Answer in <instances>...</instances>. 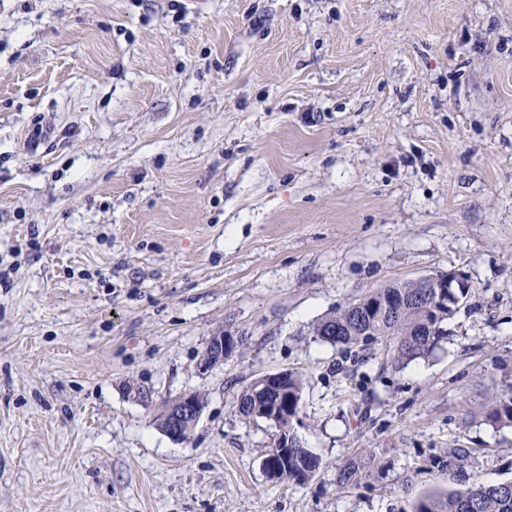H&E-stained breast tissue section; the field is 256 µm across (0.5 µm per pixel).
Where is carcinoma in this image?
I'll list each match as a JSON object with an SVG mask.
<instances>
[{
    "label": "carcinoma",
    "instance_id": "obj_1",
    "mask_svg": "<svg viewBox=\"0 0 512 512\" xmlns=\"http://www.w3.org/2000/svg\"><path fill=\"white\" fill-rule=\"evenodd\" d=\"M417 291L416 283L411 280L377 288L319 320L313 327V335L324 343L346 348L386 342L388 353L397 364L425 358L445 336V324L457 311L453 302L447 303L441 299L435 303L431 313L408 308L384 323L363 322L357 325L352 321L354 312L372 305L376 293L387 301L392 296L412 295ZM287 387L288 414L291 415L296 413L294 401L302 399V376L295 372L288 373ZM241 403V416L249 420H265L270 416V401L257 386L242 390ZM487 421L494 425L512 426L511 393L493 399ZM319 464V458L299 441L296 447L288 449V471L282 472L280 478L301 483L307 479V473L316 470ZM364 469V464L358 461L348 463L338 472L337 484L358 483ZM415 512H512V481L494 485L473 483L463 489L430 492L418 501Z\"/></svg>",
    "mask_w": 512,
    "mask_h": 512
}]
</instances>
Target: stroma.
Here are the masks:
<instances>
[{
  "mask_svg": "<svg viewBox=\"0 0 512 512\" xmlns=\"http://www.w3.org/2000/svg\"><path fill=\"white\" fill-rule=\"evenodd\" d=\"M434 273L469 294L430 357L313 337ZM283 369L300 484L236 411ZM509 392L512 0H0V512H412L512 481ZM239 340L235 336H224V333L212 336L202 354L199 356L196 368L199 374L207 375L214 369L223 366L236 349ZM206 404L200 401L196 392H185L174 399L165 400L157 405L156 417L163 423L161 429L175 441L190 437L200 421ZM486 418L494 425L512 426V394L495 397Z\"/></svg>",
  "mask_w": 512,
  "mask_h": 512,
  "instance_id": "1",
  "label": "stroma"
}]
</instances>
